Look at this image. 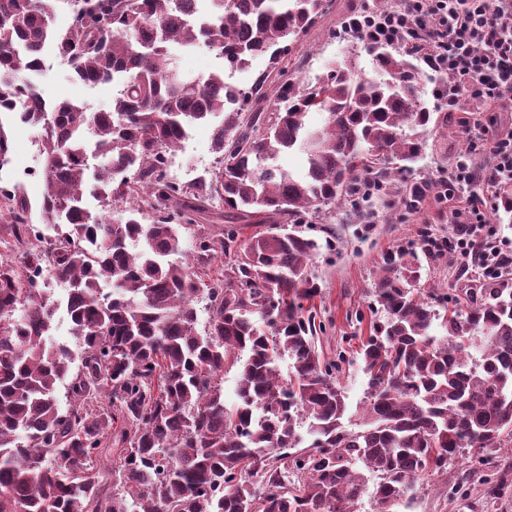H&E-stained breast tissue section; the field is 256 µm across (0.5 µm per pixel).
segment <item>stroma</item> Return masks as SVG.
<instances>
[{"label":"stroma","instance_id":"1","mask_svg":"<svg viewBox=\"0 0 512 512\" xmlns=\"http://www.w3.org/2000/svg\"><path fill=\"white\" fill-rule=\"evenodd\" d=\"M377 2L333 0L331 9L293 49L292 54L299 63L291 73L292 78L302 85L315 84L326 74L329 62L350 56L354 57L358 70L370 72L369 55L354 53L351 36L343 23L351 12L375 8ZM30 80L49 104L72 99L85 103L91 110L103 111L112 101L111 86L94 87L78 81L70 62L50 48L44 52L43 69L32 74ZM462 119V113H452L449 122L452 135L428 136L422 156L410 168L398 170L391 184L372 194L360 210L345 204L303 221L304 234L330 243L310 268L321 285L310 305L322 322L315 339L318 352L329 360L340 354L345 357L337 374L347 404L342 420L345 429H358L361 422L366 378L357 351L371 324L380 319L373 305V290L385 256L403 248H420L424 265L421 289L426 294L446 292L461 296L480 286L477 270H462L452 253H431L420 247L421 234L425 231L440 241L449 238L447 210L439 203L437 194H428L416 210L401 207V198L410 185L447 177L460 155H467L473 166L485 165L483 155L468 153ZM0 123L8 128L13 145L24 148L23 153H12L9 161L0 167V189L18 184L30 201H38L46 183L36 131L21 122L15 112L0 114ZM216 161L212 126L202 123L190 130L185 149L172 156L170 175L179 182L191 183L210 176ZM457 476V471L451 470L444 475L419 479L396 512H455L447 498V488Z\"/></svg>","mask_w":512,"mask_h":512}]
</instances>
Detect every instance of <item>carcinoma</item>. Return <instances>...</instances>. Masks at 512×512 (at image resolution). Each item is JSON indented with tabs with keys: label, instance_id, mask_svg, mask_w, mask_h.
Returning a JSON list of instances; mask_svg holds the SVG:
<instances>
[{
	"label": "carcinoma",
	"instance_id": "carcinoma-1",
	"mask_svg": "<svg viewBox=\"0 0 512 512\" xmlns=\"http://www.w3.org/2000/svg\"><path fill=\"white\" fill-rule=\"evenodd\" d=\"M56 2L0 0V112L27 101L21 117L40 129L46 181L34 206L18 188L4 199L22 251L0 262V512H352L367 491L361 466L379 476L378 512H392L418 479L463 457L475 463L458 482L483 495L454 501L495 512L509 483L487 485L483 473L512 447V276L440 312L419 289L418 253L387 254L375 283L383 321L359 351L367 391L356 431L342 426L337 367L317 351V314L301 303L318 289L309 267L322 245L297 225L359 203L368 183L383 188L429 132L448 129V109L423 97L415 57L356 36L371 77L350 60L306 88L281 70L270 92L266 74L238 88L222 70L180 73L171 48L204 46L232 72L260 57L277 70L330 0H205L198 21V0H73L63 34L52 27ZM49 45L77 80L115 85L108 110L49 106L18 79L39 72ZM265 100L271 111L251 109ZM314 110L326 118L313 129ZM218 116L215 172L171 179L168 154ZM293 148L308 157L301 177L278 165ZM91 152L102 159L92 184ZM430 187L414 185L404 209ZM90 191L98 214L84 205ZM216 206L282 224L247 239L228 224L197 235L189 261L167 260L182 251L180 229ZM34 209L59 228L53 239L37 234ZM219 254L223 277L209 278ZM44 268L66 285L63 298L38 287ZM61 308L75 352L47 343ZM279 355L291 360L286 379ZM229 359L239 365L231 407ZM65 381L73 402L63 411ZM304 422L315 435L306 447Z\"/></svg>",
	"mask_w": 512,
	"mask_h": 512
}]
</instances>
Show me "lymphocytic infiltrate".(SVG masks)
I'll use <instances>...</instances> for the list:
<instances>
[{"mask_svg": "<svg viewBox=\"0 0 512 512\" xmlns=\"http://www.w3.org/2000/svg\"><path fill=\"white\" fill-rule=\"evenodd\" d=\"M353 32L372 42L400 44L446 80L440 96L449 108L473 103L463 126L469 149L488 154L482 168L457 165L441 195L455 246L483 277L512 270V247L492 226L496 191L512 184V133L487 138L480 115L512 110V0H398L391 9L364 11Z\"/></svg>", "mask_w": 512, "mask_h": 512, "instance_id": "obj_1", "label": "lymphocytic infiltrate"}]
</instances>
